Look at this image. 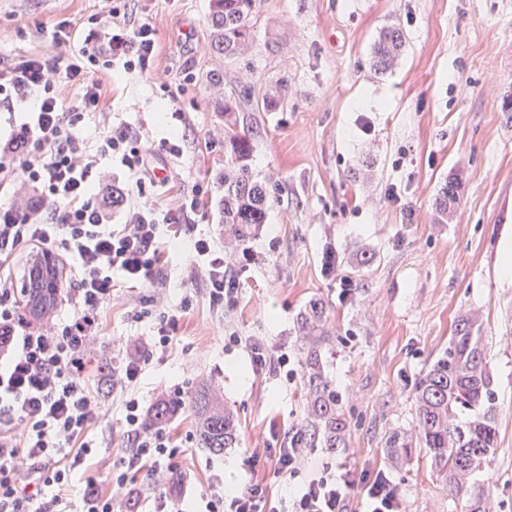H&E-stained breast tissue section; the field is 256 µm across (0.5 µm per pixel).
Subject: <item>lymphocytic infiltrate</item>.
Instances as JSON below:
<instances>
[{"mask_svg": "<svg viewBox=\"0 0 512 512\" xmlns=\"http://www.w3.org/2000/svg\"><path fill=\"white\" fill-rule=\"evenodd\" d=\"M73 31L60 23L51 34L55 56H0V108L25 109L22 122L0 137V512H67L75 464L91 454L88 435L100 417L86 371L104 336L101 309L118 281L152 285L161 274L166 244L188 240L186 261L203 275L204 292L216 311L239 298L236 268L223 243L194 237L204 191L195 187L174 208L160 207L155 191L157 150L128 126L108 130L89 147L75 128L100 109L98 74L114 67L147 73L154 56V26L130 13L127 0H108L91 15L82 45L67 51ZM79 98H69L71 87ZM120 158L129 173L122 193V222L112 220V188L99 161ZM52 257L61 273L41 310H29L27 269L22 253ZM185 294L171 308L157 291L155 334L131 337L134 351L112 370V388L122 397L127 443L109 465V495L85 488V512H182L166 491L178 454L165 428L149 425L134 393L155 352L171 345L193 306ZM254 370H287L282 348L259 336L234 337ZM270 459L283 483L301 479L298 491L271 502L268 488L253 479L236 491L215 482L201 498L200 512H349L352 491L365 498L367 512H403L402 494L386 472L354 481L348 473L305 476L307 450L294 435L277 448L252 452L244 460L256 470Z\"/></svg>", "mask_w": 512, "mask_h": 512, "instance_id": "f902f5d3", "label": "lymphocytic infiltrate"}]
</instances>
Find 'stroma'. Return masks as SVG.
Wrapping results in <instances>:
<instances>
[{
	"instance_id": "35a3bbf8",
	"label": "stroma",
	"mask_w": 512,
	"mask_h": 512,
	"mask_svg": "<svg viewBox=\"0 0 512 512\" xmlns=\"http://www.w3.org/2000/svg\"><path fill=\"white\" fill-rule=\"evenodd\" d=\"M106 0H0V55L50 57L60 21L82 29ZM152 20L153 78L116 68L100 114L78 132L96 143L127 125L150 143L167 137L170 114L183 112V153L163 155L172 180L160 202L176 207L206 185V216L197 233L224 237V117L217 91L234 96L253 142V167L278 194L238 268L239 302L214 312L204 293L179 325L172 346L156 354L135 391L155 401L158 384L191 392L208 381L238 419L239 440L213 457L196 445L191 412L167 428L179 448L178 493L193 503L215 476L249 479L244 451L279 447L304 413L302 376L255 372L228 336H263L302 360L297 318L322 299L331 340L323 353L328 380L350 422L346 449H310L308 471L329 466L352 479L382 470L398 484L405 512H465L419 454L394 466L386 434L412 428V391L448 345L455 320L473 315L488 336L497 391L498 448L491 476L493 512H512V276L501 254L512 249V0H257L250 51L237 58L209 52V0H128ZM390 27L404 44L391 67L373 64V48ZM223 77L215 86L211 73ZM460 198L440 220L435 200L449 179ZM335 249L325 272L322 256ZM355 294L340 299L342 282ZM148 288L121 287L101 316L102 355L127 356L126 339L154 333ZM102 404L90 434L97 455L74 476L70 508L81 491L110 488L98 459L119 460L124 424L119 397L88 369Z\"/></svg>"
}]
</instances>
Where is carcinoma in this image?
Returning <instances> with one entry per match:
<instances>
[{
	"instance_id": "cac0c4a2",
	"label": "carcinoma",
	"mask_w": 512,
	"mask_h": 512,
	"mask_svg": "<svg viewBox=\"0 0 512 512\" xmlns=\"http://www.w3.org/2000/svg\"><path fill=\"white\" fill-rule=\"evenodd\" d=\"M255 8L256 0H210L212 55L233 57L250 48ZM402 45L400 30L382 34L374 48L379 70L389 68ZM214 105L224 114L223 220L229 234L244 244L265 223L274 192L252 167V141L239 125L235 99L219 96ZM459 189L455 179L442 188L435 202L438 214L448 215V205L456 202ZM325 314L324 302L312 299L298 321L304 340L306 388V407L298 430L308 447L337 450L347 447L350 424L342 410L341 395L324 374L323 346L329 342L323 325ZM496 400L486 337L475 319L462 316L455 321L448 349L414 388V428L388 432L384 453L391 461H407L425 451L450 495L465 502L466 512H486L489 480H481L477 474L497 449ZM187 408L194 414L197 447L212 455H222L224 449L232 447L237 439L235 416L205 382L198 383L186 399L171 396L157 400L149 409L148 420L163 426Z\"/></svg>"
}]
</instances>
